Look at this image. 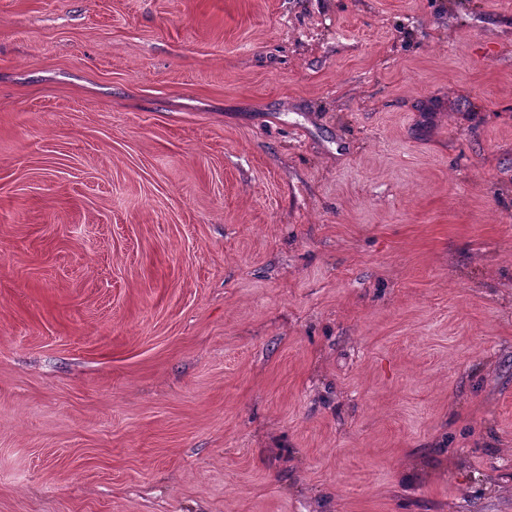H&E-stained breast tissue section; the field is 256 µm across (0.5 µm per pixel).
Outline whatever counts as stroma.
I'll return each mask as SVG.
<instances>
[{
	"mask_svg": "<svg viewBox=\"0 0 512 512\" xmlns=\"http://www.w3.org/2000/svg\"><path fill=\"white\" fill-rule=\"evenodd\" d=\"M0 512H512V0H0Z\"/></svg>",
	"mask_w": 512,
	"mask_h": 512,
	"instance_id": "35a3bbf8",
	"label": "stroma"
}]
</instances>
